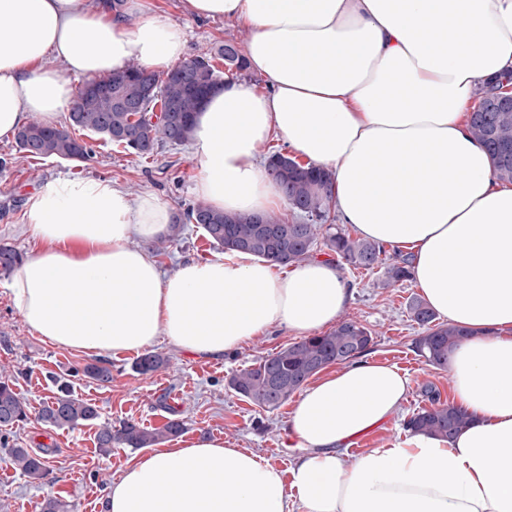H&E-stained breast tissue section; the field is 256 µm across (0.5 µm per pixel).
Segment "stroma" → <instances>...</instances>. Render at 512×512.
Here are the masks:
<instances>
[{
  "mask_svg": "<svg viewBox=\"0 0 512 512\" xmlns=\"http://www.w3.org/2000/svg\"><path fill=\"white\" fill-rule=\"evenodd\" d=\"M151 4L186 28L185 59L203 57L220 70L224 67L219 57L222 46L232 42L242 48L250 38L249 30L239 23L189 17L182 0H151ZM80 137L92 150L90 159L83 163L29 158L15 140L0 141L1 244L13 246L26 257L35 253L39 243L25 220L28 200L40 187L58 179H105L133 195L151 191L177 212L198 203L193 186L199 159L192 145L166 144L145 160L91 133L81 132ZM220 255L201 226L185 224L157 261L161 270L170 274L184 261H205ZM343 274L354 288V298L343 316L361 322L373 336L366 359L397 366L411 380L396 416L352 443L348 453L355 457L406 436L405 421L427 406L422 395L425 385L439 389L442 403H451L452 394L447 371L428 365L414 350L415 338L423 333L407 309L410 297L420 293L414 282L382 287L384 269L380 266L371 270L348 266ZM11 280V275L0 272V375L11 377L16 392L34 406L55 396L58 382L69 383L75 395L96 405L100 417L73 429H52L34 420L14 428L9 436L11 445L34 451L50 449L57 481L52 485L30 482L5 462V452L0 449V512H41L44 499L50 496L67 501L73 512H100L104 490L136 454L135 449L118 446L110 456H102L96 447V433L103 423L117 426L132 420L158 428L174 413L185 424L179 442L219 437L229 446L255 450L280 470L290 468L294 452L285 446L283 428L294 401L266 411L231 391L227 381L257 359L296 343L294 334L275 329L219 358L188 355L161 338L153 349L167 358L165 367L142 376L133 369L135 354L113 356L109 359L112 381L103 385L83 373L86 365L98 363V355L54 345L23 322L9 297Z\"/></svg>",
  "mask_w": 512,
  "mask_h": 512,
  "instance_id": "stroma-1",
  "label": "stroma"
}]
</instances>
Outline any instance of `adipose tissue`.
Returning a JSON list of instances; mask_svg holds the SVG:
<instances>
[{
	"instance_id": "1",
	"label": "adipose tissue",
	"mask_w": 512,
	"mask_h": 512,
	"mask_svg": "<svg viewBox=\"0 0 512 512\" xmlns=\"http://www.w3.org/2000/svg\"><path fill=\"white\" fill-rule=\"evenodd\" d=\"M200 20L246 25L248 68L266 91L225 78L198 110L194 191L212 209L286 205L264 165L281 137L334 175V209L368 240L413 254L426 303L465 329L448 354L450 438L407 434L351 458L410 389L394 365L359 359L303 388L285 429L289 473L246 448L200 438L132 458L101 512H512V184L467 124L473 91L512 71V0H184ZM187 30L145 0H0V139L50 125L88 81L131 63L163 72ZM42 247L8 286L48 342L99 356L165 338L220 357L273 328L335 323L353 288L336 263L277 272L247 253L164 274L145 249L175 219L158 194L59 179L28 201Z\"/></svg>"
}]
</instances>
